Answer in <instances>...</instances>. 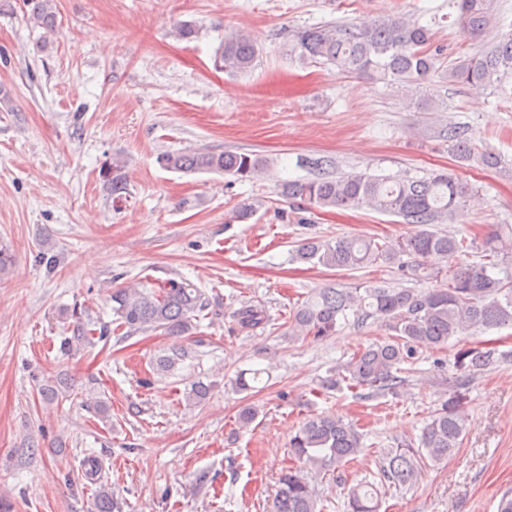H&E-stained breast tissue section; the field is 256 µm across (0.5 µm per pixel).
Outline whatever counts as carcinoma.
<instances>
[{"label": "carcinoma", "mask_w": 512, "mask_h": 512, "mask_svg": "<svg viewBox=\"0 0 512 512\" xmlns=\"http://www.w3.org/2000/svg\"><path fill=\"white\" fill-rule=\"evenodd\" d=\"M28 21L48 33L56 31L55 0H23ZM456 23L463 36L484 43L482 50L463 52L448 69V80L469 85H503L512 75V29L503 31V19L495 12L493 0H455ZM431 28L406 16L376 20L369 26L354 22L309 26L298 29L292 51L303 62L331 64L347 73H375L402 83L416 93L435 72L438 53L432 49ZM259 49L252 36L242 30L224 36L214 56L216 68L230 73H246L257 60ZM448 148L461 161L475 157L487 166L501 158L481 152L466 130H447ZM166 169L182 172H217L238 182L252 181L268 169V159L253 151L219 153L183 151L159 158ZM316 175L289 180L281 195L308 208H368L399 217L416 225L407 236L395 239L338 237L302 239L293 249L297 262L328 269L353 271L370 266L395 265L403 276L416 281L446 277L441 288H394L383 284L351 288L320 289L298 307L289 319L294 336L315 338L335 334L348 313L358 319L380 320L394 332L389 340L377 342L354 353L322 381L324 391L353 392L359 398L401 395L408 369L417 361L418 348L443 346L455 336L472 330L512 329V271L503 258L512 255V229L494 230L482 238L469 239L433 229L448 219L473 196L467 185L444 172L427 176L396 178L350 172L332 176L330 159L312 162ZM104 185L112 200L127 198L126 161L114 158L102 169ZM262 202L242 201L233 219L246 223ZM113 322L75 317L73 336L64 342L66 351L80 348L93 338L106 340L112 329L132 337L161 330L170 336H186L195 328L194 320L209 309L205 292L187 280L166 279L156 286L138 284L117 288L110 294ZM244 329L267 324L263 310L246 305L235 312ZM186 356L175 346L159 359L157 369L167 371ZM512 358L486 344L459 349L454 355V376L448 398L441 401L421 430L419 443L401 440L387 450L380 467V483L364 482L348 496L346 512H380L382 490L409 487L421 478L427 463H438L459 448L467 429V390L472 378L485 369ZM364 449L363 433L354 424L336 415H315L306 420L291 443L292 456L299 466L290 467L279 478L273 512H321L305 470L334 472ZM82 476L98 485L94 512H121L112 489L101 480V466L94 456L81 463Z\"/></svg>", "instance_id": "carcinoma-1"}]
</instances>
